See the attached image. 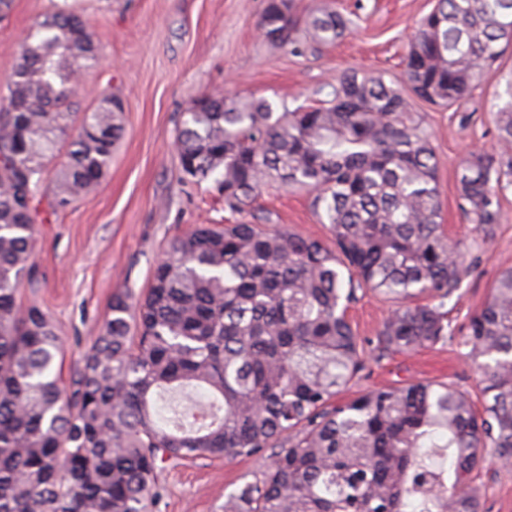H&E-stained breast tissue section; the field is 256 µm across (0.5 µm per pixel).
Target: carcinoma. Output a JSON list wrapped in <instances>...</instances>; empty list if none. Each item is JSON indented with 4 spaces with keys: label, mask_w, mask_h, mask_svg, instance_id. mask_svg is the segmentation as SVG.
I'll list each match as a JSON object with an SVG mask.
<instances>
[{
    "label": "carcinoma",
    "mask_w": 512,
    "mask_h": 512,
    "mask_svg": "<svg viewBox=\"0 0 512 512\" xmlns=\"http://www.w3.org/2000/svg\"><path fill=\"white\" fill-rule=\"evenodd\" d=\"M89 26L66 2L46 13L0 98V512H148L158 463L254 455L266 465L224 512H480L482 449L512 458V268L451 328L445 302L461 298L477 246L445 233L429 135L381 74L346 72L317 105L279 112L265 98H196L177 126L179 172L212 183L239 219L174 237L141 296L113 294L61 384L56 328L18 294L36 283L41 198L56 212L94 192L124 132L119 100L74 111L78 77L98 60ZM348 27L331 3L299 15L290 0H266L258 23L268 45L296 55ZM511 44L512 0H436L409 44L405 85L449 108ZM493 122L500 152H470L459 179L461 211L490 230L512 107ZM270 187L311 195L333 246L253 213ZM368 292L397 307L361 338L347 310ZM446 342L468 348L482 412L447 382L336 402L367 356ZM186 387L213 394L210 410L157 419L154 398Z\"/></svg>",
    "instance_id": "cac0c4a2"
}]
</instances>
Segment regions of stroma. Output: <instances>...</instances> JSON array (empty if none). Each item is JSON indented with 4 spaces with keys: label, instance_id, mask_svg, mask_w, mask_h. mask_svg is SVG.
<instances>
[{
    "label": "stroma",
    "instance_id": "obj_1",
    "mask_svg": "<svg viewBox=\"0 0 512 512\" xmlns=\"http://www.w3.org/2000/svg\"><path fill=\"white\" fill-rule=\"evenodd\" d=\"M59 2L12 0L0 19V96L8 93L20 43ZM333 2L350 20V32L335 46L299 56L260 38L257 22L266 0H76L100 48L98 62L81 80L79 109L88 111L112 94L123 100L125 112L124 134L98 189L62 212L41 209L37 283L20 290L21 303H37L57 329L62 380H69L89 348L115 290L141 295L171 239L195 225L224 221V204L210 184L186 183L178 171L176 127L195 96L314 105L318 88L347 69L373 70L401 83L412 28L435 0ZM510 105L512 48L467 101L443 108L417 99L412 106L411 117L427 130L439 160L441 222L451 239L481 245L461 299L445 305L455 329L480 308L498 272L512 266V174L501 179L502 218L492 232L463 215L457 193L463 157L475 148L497 151L492 114ZM256 207L293 232L330 239L304 193L274 189ZM393 308L370 292L348 316L358 336L371 338ZM418 381H446L469 392L477 383L461 348L445 343L368 359L339 398ZM263 466L262 458L247 456L160 464L162 496L153 512H224L225 495L258 477ZM478 483L481 512H512V462L487 452Z\"/></svg>",
    "mask_w": 512,
    "mask_h": 512
}]
</instances>
